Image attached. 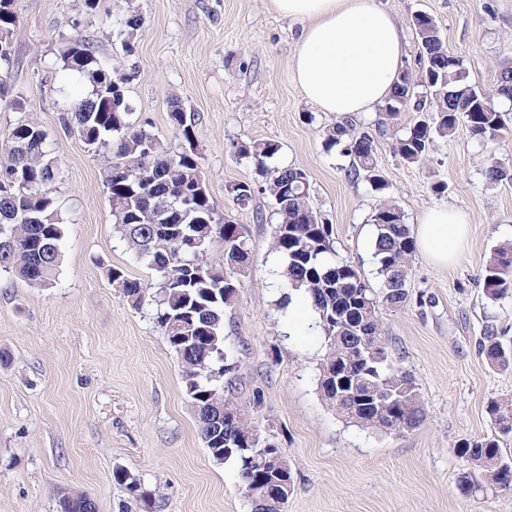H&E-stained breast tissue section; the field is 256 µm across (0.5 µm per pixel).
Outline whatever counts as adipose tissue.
Returning <instances> with one entry per match:
<instances>
[{
  "instance_id": "1",
  "label": "adipose tissue",
  "mask_w": 512,
  "mask_h": 512,
  "mask_svg": "<svg viewBox=\"0 0 512 512\" xmlns=\"http://www.w3.org/2000/svg\"><path fill=\"white\" fill-rule=\"evenodd\" d=\"M272 6L304 24L293 68L306 100L339 117L387 102L403 69L404 43L395 18L375 0H272ZM466 236L464 215L437 207L422 214L417 244L445 266L455 261Z\"/></svg>"
}]
</instances>
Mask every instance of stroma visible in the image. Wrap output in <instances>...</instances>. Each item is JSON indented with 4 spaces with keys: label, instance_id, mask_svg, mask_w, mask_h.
I'll return each mask as SVG.
<instances>
[{
    "label": "stroma",
    "instance_id": "obj_1",
    "mask_svg": "<svg viewBox=\"0 0 512 512\" xmlns=\"http://www.w3.org/2000/svg\"><path fill=\"white\" fill-rule=\"evenodd\" d=\"M405 40L404 67L420 68L411 19L438 23L451 56L479 89L491 91L512 65V0H376ZM142 16L135 55L125 58L131 119L167 150L185 140L168 120L171 97L193 117V146L218 209L242 225L250 259L239 304L224 314V346L240 361V397L259 392L255 420L274 435L293 474L282 512H512V491L463 493L452 447L490 434L486 403L512 397V369L490 368L479 353L485 325L512 337V298L487 302L479 275L500 243L512 240V183L488 184L483 158L495 152L512 169V139L482 142L459 128L438 140L420 165L392 143L410 119L381 124L378 113L353 122L377 149L378 170L409 225L430 208L453 206L469 234L457 261L433 265L416 255L409 297L384 311L383 330L427 407L417 429L376 433L345 421L318 386L326 352L314 311L288 296L271 247L273 202L256 194L239 207L225 188L258 178L233 145L280 146L279 161L306 170L313 207L333 224L336 251L365 275L375 270L371 219L379 203L365 176L351 175L340 151H325L336 115L302 98L292 59L301 23L270 0H103L87 15L84 0H14L13 63L7 81L26 100L22 114L47 134L57 170L47 192L61 208L62 265L54 287L0 275V512H56L61 491L87 494L96 512H253L233 463L210 458L185 393L182 372L154 320L132 309L106 277L109 268L157 283L113 230L105 173L111 153L92 152L61 119L87 93L57 60L77 35L107 61L121 51L120 19ZM0 102V153L19 116ZM444 184L438 194L434 184ZM155 491L150 506L132 501L118 472Z\"/></svg>",
    "mask_w": 512,
    "mask_h": 512
}]
</instances>
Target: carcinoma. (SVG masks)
Returning a JSON list of instances; mask_svg holds the SVG:
<instances>
[{
  "label": "carcinoma",
  "mask_w": 512,
  "mask_h": 512,
  "mask_svg": "<svg viewBox=\"0 0 512 512\" xmlns=\"http://www.w3.org/2000/svg\"><path fill=\"white\" fill-rule=\"evenodd\" d=\"M141 21L133 11L121 21L126 34L121 49L126 56L135 54L133 35ZM416 21L423 66L412 83L397 82L382 108L387 125L398 122L409 107L416 113L392 144L394 154L418 163L435 138L451 136L461 125L480 141L505 137L512 128L494 98H512V66L499 71L493 92L482 93L473 87L460 61L448 54L435 19L422 14ZM15 23L13 0H0V100L10 99L11 106L21 111L25 102L4 75L12 61ZM58 61L62 70L79 75L90 86L71 117L62 118L63 126L90 150L104 148L116 158L105 179L115 229L158 276L155 321L181 364L205 448L216 463H236L254 512H280L265 500L263 486L248 481V465L273 469L280 464L281 448L272 438L261 437L252 422L261 395L254 393L244 403L228 397L236 386L238 364L224 351V312L239 301L241 277L249 263L243 227L224 219L209 191L196 192L205 178L194 151L171 154L145 127L133 124L120 64L101 61L78 36L62 42ZM169 119L176 134L192 141L193 126L179 103H171ZM358 137L352 120L344 117L327 130L325 148L342 147L350 157V171L364 173L373 190L383 194L388 185L378 174L375 148L352 149L351 142ZM46 140L38 124L20 118L0 160V272L38 288L53 287L62 263L61 213L45 192L56 175L49 167ZM279 151L271 141L234 145L236 156L254 161L261 180L236 184L232 198L241 206L258 192L273 200L277 217L273 249L283 261L285 283L310 302L327 342L319 365L320 392L351 423L384 433L412 431L426 420L427 408L412 375L393 361L380 323L382 309H398L408 298L416 252L411 228L394 201L384 199L377 206L373 254L379 286H374L357 266L338 257L334 225L324 223L311 205L307 172L279 165ZM483 174L490 184L512 182V172L492 152L484 156ZM191 236L202 245L191 248L187 244ZM215 238L224 245L220 267L207 258ZM38 246L50 254L44 265L36 260ZM107 277L133 309H140L149 298L152 284L132 279L118 268L110 269ZM480 277L490 302L512 297V242L493 251ZM479 351L493 369L512 367V344L492 325L486 327ZM365 399L379 407L371 420L360 414ZM486 411L494 432L453 445L464 463L457 481L465 493L478 487L499 489L501 466L512 462L501 448L512 438V403L493 398ZM226 414L234 418L226 422ZM118 477L131 498L143 504L151 499L153 491L138 479L124 472ZM57 512H95V505L87 495L67 491L58 496Z\"/></svg>",
  "instance_id": "1"
}]
</instances>
